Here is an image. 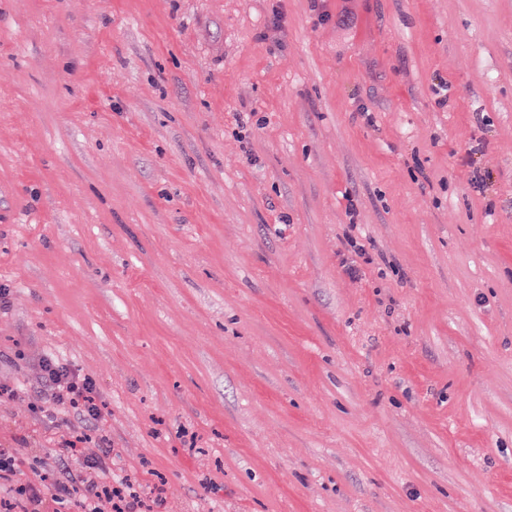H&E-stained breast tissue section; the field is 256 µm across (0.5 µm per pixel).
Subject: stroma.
Returning a JSON list of instances; mask_svg holds the SVG:
<instances>
[{"instance_id":"obj_1","label":"stroma","mask_w":512,"mask_h":512,"mask_svg":"<svg viewBox=\"0 0 512 512\" xmlns=\"http://www.w3.org/2000/svg\"><path fill=\"white\" fill-rule=\"evenodd\" d=\"M0 285V504L512 512V0H0ZM41 384L51 394L53 405L78 409L83 417L98 418L101 410L95 401V384L82 377L74 369L53 358H45L41 364ZM164 503L159 494L146 499L140 489L128 481L112 484V487L92 481L85 485L82 511L105 512L107 504L109 512H159Z\"/></svg>"}]
</instances>
